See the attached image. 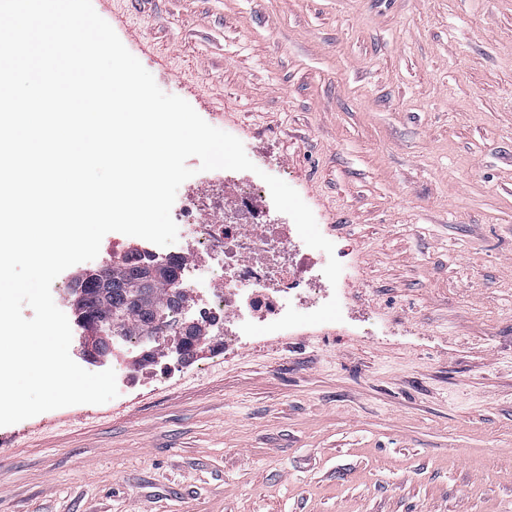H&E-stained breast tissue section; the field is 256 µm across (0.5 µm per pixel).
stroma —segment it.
I'll return each mask as SVG.
<instances>
[{"mask_svg":"<svg viewBox=\"0 0 512 512\" xmlns=\"http://www.w3.org/2000/svg\"><path fill=\"white\" fill-rule=\"evenodd\" d=\"M92 4L335 226L347 316L0 427V512H512V0Z\"/></svg>","mask_w":512,"mask_h":512,"instance_id":"stroma-1","label":"stroma"}]
</instances>
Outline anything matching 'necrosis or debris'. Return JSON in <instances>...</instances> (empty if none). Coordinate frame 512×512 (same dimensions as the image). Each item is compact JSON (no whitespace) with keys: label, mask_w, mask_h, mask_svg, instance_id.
<instances>
[{"label":"necrosis or debris","mask_w":512,"mask_h":512,"mask_svg":"<svg viewBox=\"0 0 512 512\" xmlns=\"http://www.w3.org/2000/svg\"><path fill=\"white\" fill-rule=\"evenodd\" d=\"M267 187L253 179L242 190L235 221H199L196 200H189L179 215L189 241L172 252L179 263L180 284L208 288L197 322L208 332L224 337V352L232 354L247 342L245 322L267 325L280 319L288 307L318 309L333 295V288L316 262L317 252L305 245L295 224L266 219L259 204Z\"/></svg>","instance_id":"obj_1"}]
</instances>
